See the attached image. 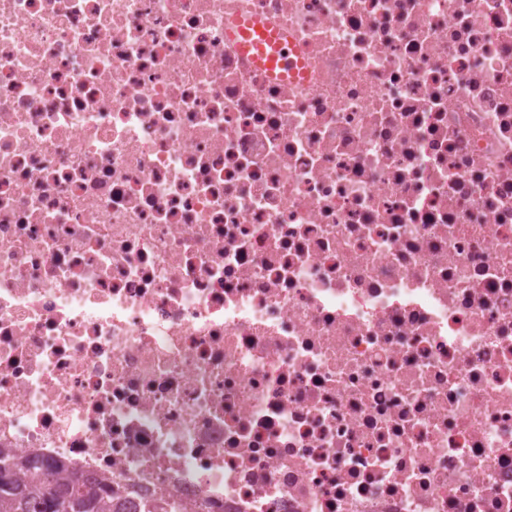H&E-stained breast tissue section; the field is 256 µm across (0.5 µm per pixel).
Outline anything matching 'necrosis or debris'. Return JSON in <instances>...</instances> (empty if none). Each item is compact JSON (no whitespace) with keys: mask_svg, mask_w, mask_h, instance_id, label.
I'll use <instances>...</instances> for the list:
<instances>
[{"mask_svg":"<svg viewBox=\"0 0 512 512\" xmlns=\"http://www.w3.org/2000/svg\"><path fill=\"white\" fill-rule=\"evenodd\" d=\"M0 447L124 512H512V0H0ZM241 32L244 41L239 44L240 48L246 54L252 50L255 51L250 55L254 63L263 65L271 72L276 69L281 70L280 77H285L288 74V55L281 56L275 52L279 45L275 33H270L253 21L244 22L241 26ZM266 45L274 48V51L268 53Z\"/></svg>","mask_w":512,"mask_h":512,"instance_id":"4bbe7bcc","label":"necrosis or debris"}]
</instances>
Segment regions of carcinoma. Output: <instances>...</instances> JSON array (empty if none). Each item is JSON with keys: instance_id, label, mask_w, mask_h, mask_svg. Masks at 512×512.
I'll return each mask as SVG.
<instances>
[{"instance_id": "cac0c4a2", "label": "carcinoma", "mask_w": 512, "mask_h": 512, "mask_svg": "<svg viewBox=\"0 0 512 512\" xmlns=\"http://www.w3.org/2000/svg\"><path fill=\"white\" fill-rule=\"evenodd\" d=\"M112 485L38 461L0 452V512H121Z\"/></svg>"}]
</instances>
